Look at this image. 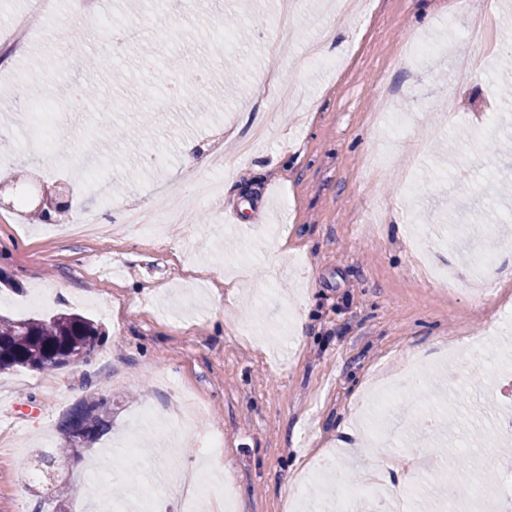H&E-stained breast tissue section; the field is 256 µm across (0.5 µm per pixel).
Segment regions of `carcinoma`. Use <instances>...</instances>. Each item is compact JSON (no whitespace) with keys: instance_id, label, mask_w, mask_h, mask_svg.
I'll list each match as a JSON object with an SVG mask.
<instances>
[{"instance_id":"cac0c4a2","label":"carcinoma","mask_w":512,"mask_h":512,"mask_svg":"<svg viewBox=\"0 0 512 512\" xmlns=\"http://www.w3.org/2000/svg\"><path fill=\"white\" fill-rule=\"evenodd\" d=\"M108 340L102 324L76 313L14 319L0 315V373L55 371L87 363ZM112 430V401L98 392L73 406L58 425L65 451L92 448Z\"/></svg>"}]
</instances>
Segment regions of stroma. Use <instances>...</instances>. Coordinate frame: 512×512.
I'll list each match as a JSON object with an SVG mask.
<instances>
[{
  "label": "stroma",
  "mask_w": 512,
  "mask_h": 512,
  "mask_svg": "<svg viewBox=\"0 0 512 512\" xmlns=\"http://www.w3.org/2000/svg\"><path fill=\"white\" fill-rule=\"evenodd\" d=\"M493 12L487 73L459 83L443 50L463 33L462 10L443 0H298L288 29L282 0H101L112 25L141 38L100 69L73 55H100L105 32L61 14L35 30L0 85L20 94L19 74L45 72L61 144L29 153L34 128L5 124L15 152L0 166L66 184L69 211L101 202L94 171L106 172L113 209L141 203L160 212L156 189L192 170L190 225L147 240L115 229L83 240L24 220L0 224V314L16 319L77 312L102 322L108 342L86 363L52 372L0 374V512H34L47 486L18 488L31 457L61 445L58 424L91 391L112 401L113 429L97 448L55 464L69 489L66 512H95L92 490L137 508L134 471L115 453L143 448L144 492L176 508L186 472L232 486L236 512H290L289 500L324 497L303 472L334 463L343 477L332 500L378 476L387 512H442L450 485L491 474L483 512H512V210L485 207L512 186V153L488 152L507 138L512 99L498 86L512 32V0H472ZM234 16L225 28V16ZM329 34L339 67L297 69L294 56ZM291 35L278 70L269 51ZM264 126L247 158L225 154L235 191L203 196L215 172L201 165L222 135ZM243 295L229 303L225 277ZM495 314L507 331L471 346L463 324ZM306 331L293 338L299 315ZM418 364L429 406L446 413L433 435L423 408L385 409L387 440L370 427L374 372ZM179 381L206 401L192 431L173 421ZM218 434L206 468L202 441Z\"/></svg>",
  "instance_id": "stroma-1"
}]
</instances>
